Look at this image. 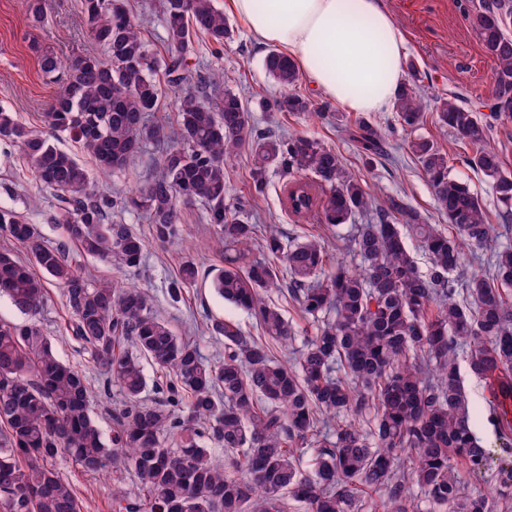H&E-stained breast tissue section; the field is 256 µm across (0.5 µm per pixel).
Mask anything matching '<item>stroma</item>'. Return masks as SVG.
<instances>
[{
  "instance_id": "stroma-1",
  "label": "stroma",
  "mask_w": 512,
  "mask_h": 512,
  "mask_svg": "<svg viewBox=\"0 0 512 512\" xmlns=\"http://www.w3.org/2000/svg\"><path fill=\"white\" fill-rule=\"evenodd\" d=\"M382 2L404 33L402 78L416 80V90L428 105L420 135L433 140L447 153L452 175L481 198L490 223L502 233L501 243L512 244V219L502 218L490 180L466 164L473 151L472 145L442 125L432 107L435 99L454 95L460 104L486 115L494 103L495 63L484 53L464 17L465 0ZM45 15L44 22L37 24L28 18L20 0H0V106L16 112L22 122L37 130L42 127L41 114L51 111L61 90L60 82L41 71L39 49H48L64 61L77 54L103 52L87 33L80 0H45ZM231 24L233 36L225 42L222 54H212L209 46L198 40L190 61L208 71L223 72L226 87L248 100L258 127L279 134H305L319 140L340 155L345 167L359 177L375 197L377 205H386L389 198L398 197L428 223L447 226L448 221L437 209L421 166L407 147L408 136L401 130L395 111L369 113V121L385 135L383 155L369 160L361 156L349 134L356 113L324 97L308 79H300L296 91L310 100L309 112L265 111L260 105L261 98L281 93L264 67L268 48L257 44L239 19H232ZM58 145L87 167L92 188L101 191H130L159 169L160 155L149 148L125 171L104 175L75 141L65 137ZM250 172L251 155L246 151L226 169L227 200L231 203L249 200L250 207L245 214L249 223L274 224L289 234H322L329 245H336V236L326 233L319 223L295 221L284 211V180L280 174L269 173L266 192L254 197L250 194ZM57 206L53 193L39 185L18 148L0 142V208L20 213L30 223L38 225L45 239L58 241L62 238V229L54 222ZM117 219L147 240L143 265L131 277V284L150 295L155 314L166 321L177 336L196 343L202 355L215 362L224 357V343L205 333L206 318L229 319L245 333H255L252 318L225 303L211 286V270L220 265L222 250L201 206L186 209L181 238L166 245L150 240V226L142 215L124 212L118 214ZM189 258L199 264L200 276L180 301H172L167 294L168 284ZM38 321L59 358L82 371L91 388H99L102 382L99 369L66 330L68 314L59 285H49L48 300ZM58 468L75 486L83 512H114L110 482L100 476L85 475L65 459Z\"/></svg>"
}]
</instances>
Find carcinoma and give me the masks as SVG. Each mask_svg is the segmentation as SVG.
Segmentation results:
<instances>
[{
  "label": "carcinoma",
  "instance_id": "1",
  "mask_svg": "<svg viewBox=\"0 0 512 512\" xmlns=\"http://www.w3.org/2000/svg\"><path fill=\"white\" fill-rule=\"evenodd\" d=\"M160 8L163 58L143 39L129 0H82L88 33L107 57L79 55L64 64L40 54L42 72L63 80L43 116L50 134L0 108V142L18 146L35 179L56 193L54 221L63 232V240L50 242L17 212L0 208V297L35 316L48 280L61 285L67 330L123 398L107 440L86 376L58 359L37 323L0 320V512H81L58 469L67 458L88 475L123 459L127 468H112L113 484L120 487L131 471L140 492L116 491L117 512H288L290 500L305 512H421L423 502L428 512L512 509V245L497 243L482 200L451 175L445 153L415 136L409 149L455 234L426 223L400 198L378 209L375 220L355 223L374 202L335 151L307 135L260 131L248 102L231 89L211 102L200 96L223 76L190 68L192 42L203 37L218 54L232 33L215 0H161ZM464 14L496 63L495 103L485 117L452 97L437 99L435 110L474 146L467 165L492 181L509 217L512 170L487 141L492 122L512 116V0H486ZM265 68L284 88L300 79L297 65L274 48ZM161 75L182 88L173 124L156 116ZM262 107L306 112L309 103L289 92L262 99ZM394 109L412 134L426 104L404 83ZM60 135L81 144L104 172L124 169L151 146L161 155L159 171L126 196L95 191L87 168L52 142ZM352 139L369 159L383 146L380 130L365 119ZM245 148L252 150L255 193L265 192L274 168L287 178L289 214L336 229L353 225L340 241L355 268L333 261L315 238L287 239L273 226L259 236L257 225L241 219L245 204L226 202L224 169ZM195 204L224 244L212 288L262 331L250 336L230 321L209 320V335L224 341L218 362L175 336L138 287L95 282L66 256L73 245L134 274L145 241L113 214L145 215L152 239L163 245L180 236L184 208ZM407 232L428 254L424 272ZM467 249L488 253L487 272H458ZM199 269L183 262L169 283L173 301L195 285ZM274 287L299 306L307 327L297 330L284 318L267 296ZM298 340L294 360L276 359L272 345ZM460 348L470 372L489 381L494 449L475 434V409L460 385ZM143 358L165 373L151 404L143 399ZM213 447L224 449V464L212 458ZM306 448L316 453L304 472ZM495 460L494 497L465 488L459 472L478 474ZM415 487L423 500L413 496Z\"/></svg>",
  "mask_w": 512,
  "mask_h": 512
}]
</instances>
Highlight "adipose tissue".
<instances>
[{
    "instance_id": "obj_1",
    "label": "adipose tissue",
    "mask_w": 512,
    "mask_h": 512,
    "mask_svg": "<svg viewBox=\"0 0 512 512\" xmlns=\"http://www.w3.org/2000/svg\"><path fill=\"white\" fill-rule=\"evenodd\" d=\"M228 6L258 43L279 48L347 111L392 106L404 36L380 0H228Z\"/></svg>"
}]
</instances>
